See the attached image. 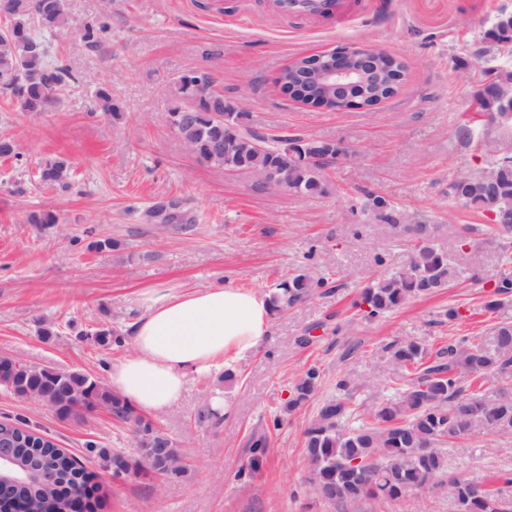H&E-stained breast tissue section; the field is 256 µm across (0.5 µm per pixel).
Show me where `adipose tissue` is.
Masks as SVG:
<instances>
[{
    "instance_id": "obj_1",
    "label": "adipose tissue",
    "mask_w": 512,
    "mask_h": 512,
    "mask_svg": "<svg viewBox=\"0 0 512 512\" xmlns=\"http://www.w3.org/2000/svg\"><path fill=\"white\" fill-rule=\"evenodd\" d=\"M140 303L133 351L113 364L109 379L114 394L144 413L172 408L191 378L232 367L269 333L267 296L230 284L177 294L153 288Z\"/></svg>"
}]
</instances>
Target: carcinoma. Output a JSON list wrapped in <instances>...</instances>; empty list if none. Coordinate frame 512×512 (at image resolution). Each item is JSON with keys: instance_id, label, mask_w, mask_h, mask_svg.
<instances>
[{"instance_id": "carcinoma-1", "label": "carcinoma", "mask_w": 512, "mask_h": 512, "mask_svg": "<svg viewBox=\"0 0 512 512\" xmlns=\"http://www.w3.org/2000/svg\"><path fill=\"white\" fill-rule=\"evenodd\" d=\"M5 11L0 25V99L17 112H42L58 101L72 76L61 65L48 61L43 35L74 26L66 0H0ZM493 51L512 56L511 36L500 30L487 33ZM300 57L285 68L281 90L306 105L316 101L302 93L304 82ZM176 104L169 109V122L197 161L227 164L247 169L261 163L288 175V191L296 195H327L333 184L323 166L309 158L321 153V140L291 135L266 139L241 128L244 113L234 111L224 94L200 84V72L190 71L176 79ZM476 111L492 120L499 115L498 96L478 84L472 92ZM98 111L120 116V107L104 87L96 91ZM486 164L452 182V199L483 212L507 213L503 224H494L502 234L512 232V153L484 143ZM72 166L68 158L55 155L39 164V180L66 191L71 186ZM364 209L376 220L397 224L394 206L372 191L364 193ZM416 233L422 243L415 246L409 263L400 271L380 278L361 293L355 303L365 318H377L400 307L413 296L432 294L448 283V255L430 244L427 225ZM328 278L313 276L308 268L297 270L276 284L269 295L271 309L282 311L305 301L326 287ZM512 300V273L503 271L494 281L486 309L497 311ZM494 345L486 346L463 337L430 360L429 349L416 342L394 345L393 359L400 368L420 369L406 378L397 398L376 404L369 411L373 423L347 430L343 423L354 409V386L346 377L336 380L339 395L325 400L316 418L305 429V455L311 483L317 495L341 505L358 503L372 509L396 501L411 491H422L435 480L448 483L457 512H512V500L482 483L448 472V456L442 446L452 439L482 430L490 435L512 434V322L502 320L493 327ZM485 379L491 387L484 393L469 392L467 377ZM321 370L311 365L292 386L282 412L288 414L308 401L318 390ZM0 386L21 399H34L59 416L76 417L83 411L106 409L118 422L132 426L139 456L90 442L85 451L115 479L149 478L162 467V449L182 455L172 440L152 421L138 415L126 401L113 394L97 378L80 372H61L48 367L24 365L0 356ZM10 437L15 456L34 471H48L55 489L41 491L32 482L13 489L14 498L24 500L31 512H68L73 496L86 490L93 474L82 462L57 446L53 439L28 430L22 419L0 423V438ZM267 437L252 442L250 468L260 470Z\"/></svg>"}]
</instances>
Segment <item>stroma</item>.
<instances>
[{
	"mask_svg": "<svg viewBox=\"0 0 512 512\" xmlns=\"http://www.w3.org/2000/svg\"><path fill=\"white\" fill-rule=\"evenodd\" d=\"M324 17L282 12L272 0H66L76 28L49 34V57L74 77L57 105L17 112L0 102V138L18 158H0V356L108 379L131 344L99 345L108 327L128 334L140 293L175 292L224 282L267 295L315 253L314 274L331 278L322 294L271 315L263 346L234 368L189 381L182 400L153 419L185 453L188 479H113L97 461L98 512H365L318 499L309 480L304 431L336 380L356 384L358 414L395 397L393 346L408 340L438 350L463 336L492 343L493 326L512 317V302L486 309L491 277L502 268L512 234L493 233L487 215L456 203L449 182L484 157L463 131H481L471 94L484 63L475 55L506 0H345ZM106 24L100 43L85 46L78 28ZM339 44L378 46L407 66L393 97L369 109L327 110L293 101L276 83L298 57ZM210 72L234 99L246 126L264 136L303 135L351 150L331 171L335 191L298 196L256 186L246 170L198 164L170 127L174 78ZM112 92L123 116L97 112L96 85ZM65 155L73 186L41 184L39 163ZM386 197L398 226L379 223L359 204L364 192ZM183 202L181 223L144 214L163 198ZM33 212L53 225L32 224ZM424 224L449 258L448 286L367 320L353 303L375 277L403 269ZM112 238L114 251L89 250ZM460 312L447 317L448 309ZM51 327V335L40 332ZM310 345H302L303 336ZM318 366V392L280 427L272 420L303 370ZM226 403L225 415L209 409ZM23 418L83 455L93 441L137 457L129 426L96 409L62 420L32 399L0 387V422ZM267 435V457L249 474L250 440ZM448 468L512 493V437L476 432L446 445ZM381 512H457L448 486L437 484L382 506Z\"/></svg>",
	"mask_w": 512,
	"mask_h": 512,
	"instance_id": "stroma-1",
	"label": "stroma"
}]
</instances>
